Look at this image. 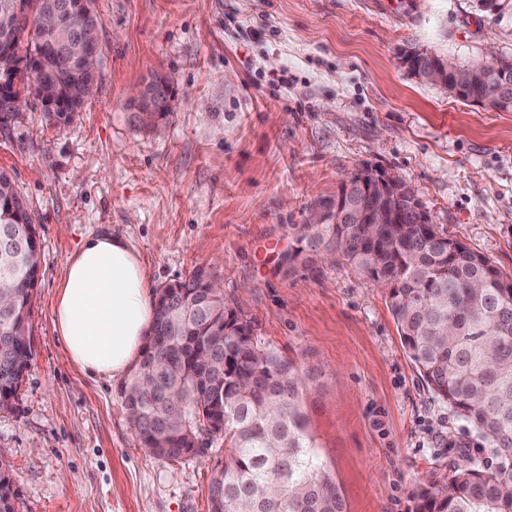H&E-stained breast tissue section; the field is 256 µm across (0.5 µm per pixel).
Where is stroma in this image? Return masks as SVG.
<instances>
[{"mask_svg":"<svg viewBox=\"0 0 512 512\" xmlns=\"http://www.w3.org/2000/svg\"><path fill=\"white\" fill-rule=\"evenodd\" d=\"M477 0H94L96 89L78 118L32 101L0 125V169L39 220L35 357L0 411L14 512H209L224 444L167 460L138 443L122 378L67 362L53 325L66 264L124 236L152 287L211 267L261 347L307 372L302 411L345 512H414L415 496L491 455L409 360L387 291L295 227L367 166L399 173L440 229L512 276V112L422 82L403 55L512 57V9ZM173 88L163 132L127 103ZM73 482L63 483V474Z\"/></svg>","mask_w":512,"mask_h":512,"instance_id":"1","label":"stroma"}]
</instances>
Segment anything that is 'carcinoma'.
Masks as SVG:
<instances>
[{"label":"carcinoma","instance_id":"carcinoma-1","mask_svg":"<svg viewBox=\"0 0 512 512\" xmlns=\"http://www.w3.org/2000/svg\"><path fill=\"white\" fill-rule=\"evenodd\" d=\"M0 0V37L13 53L38 52L47 67L31 74L26 92L78 102L72 112L43 111L50 121L75 120L85 100V45L58 53L41 29L39 15L56 0ZM59 27L79 32L83 14L57 15ZM29 41H24L28 26ZM164 79L147 82L146 102L159 108L155 124L165 127L172 98L155 95ZM496 81L469 94L489 99L488 108L512 111L496 99ZM137 129L153 125L135 121ZM20 241L0 245V282L7 300L0 310V411L11 408L34 359V291L39 278L40 235L29 223L27 205L11 177L0 172V238L6 230ZM299 241L324 249L388 289V305L410 359L423 382L455 410L492 448L497 466L472 463L420 491L415 512H512V288L489 260L449 242L435 224H377L373 236L357 224L299 228ZM213 273L195 267L161 286L155 329L127 383L140 391L124 399L139 445L165 459L187 457L194 440L222 427L224 466L214 475L209 512H344L333 478L312 454L301 410L304 377L278 351L254 341L251 323L226 306L210 286ZM177 389L181 397L170 396ZM12 478L0 476V512H14ZM223 490L215 497L213 489Z\"/></svg>","mask_w":512,"mask_h":512}]
</instances>
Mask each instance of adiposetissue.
<instances>
[{"label": "adipose tissue", "instance_id": "ef3b65f1", "mask_svg": "<svg viewBox=\"0 0 512 512\" xmlns=\"http://www.w3.org/2000/svg\"><path fill=\"white\" fill-rule=\"evenodd\" d=\"M154 323V296L140 255L122 236H87L66 265L54 305L68 362L91 377L122 375L150 341Z\"/></svg>", "mask_w": 512, "mask_h": 512}]
</instances>
